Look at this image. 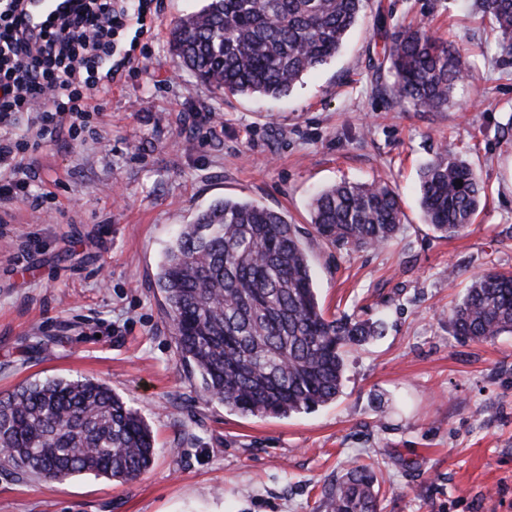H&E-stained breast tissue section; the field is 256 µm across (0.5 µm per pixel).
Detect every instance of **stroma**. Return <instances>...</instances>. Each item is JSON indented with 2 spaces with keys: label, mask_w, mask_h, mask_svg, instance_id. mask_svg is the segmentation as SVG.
<instances>
[{
  "label": "stroma",
  "mask_w": 512,
  "mask_h": 512,
  "mask_svg": "<svg viewBox=\"0 0 512 512\" xmlns=\"http://www.w3.org/2000/svg\"><path fill=\"white\" fill-rule=\"evenodd\" d=\"M199 6L161 0L81 141L43 147L35 183L55 195L52 215L19 202L0 223V394L105 383L150 424L154 462L127 483L0 467V512H325V489L355 464L383 474L380 512H512V335L464 341L448 322L472 277L512 270V57L474 0H368L336 58L289 95L232 96L171 55L170 23ZM424 23L472 67L444 112L375 88L391 36ZM444 150L488 189L451 238L425 224L417 191ZM344 180L392 184L405 214L394 241L317 237L309 204ZM224 197L297 225L327 316L383 321L347 348L335 402L246 416L203 402L181 367L157 266L181 225Z\"/></svg>",
  "instance_id": "1"
}]
</instances>
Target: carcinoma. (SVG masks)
Returning <instances> with one entry per match:
<instances>
[{"label": "carcinoma", "instance_id": "1", "mask_svg": "<svg viewBox=\"0 0 512 512\" xmlns=\"http://www.w3.org/2000/svg\"><path fill=\"white\" fill-rule=\"evenodd\" d=\"M365 0H205L171 22L178 64L230 95L279 98L328 64L359 19ZM512 56V0H476ZM389 84L375 88L399 105L442 111L470 76L451 44L419 26L392 36ZM463 180L458 185L456 180ZM425 222L443 237L474 223L486 200L477 171L453 153L419 169ZM311 224L323 241L380 247L402 228L400 199L385 181L340 182L313 197ZM157 287L180 364L199 378L202 400L245 415L287 418L336 401L344 348L380 334L366 320L328 319L297 225L251 201L219 199L166 247ZM455 335L493 341L512 334V272L472 279L450 316ZM0 466L45 482L71 476L132 481L155 455L152 428L110 387L90 379H50L0 396ZM379 480L366 465L325 490L326 512H378Z\"/></svg>", "mask_w": 512, "mask_h": 512}]
</instances>
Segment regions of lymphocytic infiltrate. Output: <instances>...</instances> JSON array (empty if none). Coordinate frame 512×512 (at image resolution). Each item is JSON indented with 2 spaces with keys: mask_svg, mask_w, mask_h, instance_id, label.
<instances>
[{
  "mask_svg": "<svg viewBox=\"0 0 512 512\" xmlns=\"http://www.w3.org/2000/svg\"><path fill=\"white\" fill-rule=\"evenodd\" d=\"M37 29L24 22L25 0H0V206L49 193L32 191L43 143L68 134L80 140L92 100L121 79L112 59L121 35L145 25L154 0H65ZM26 117L27 134L11 130Z\"/></svg>",
  "mask_w": 512,
  "mask_h": 512,
  "instance_id": "1",
  "label": "lymphocytic infiltrate"
}]
</instances>
